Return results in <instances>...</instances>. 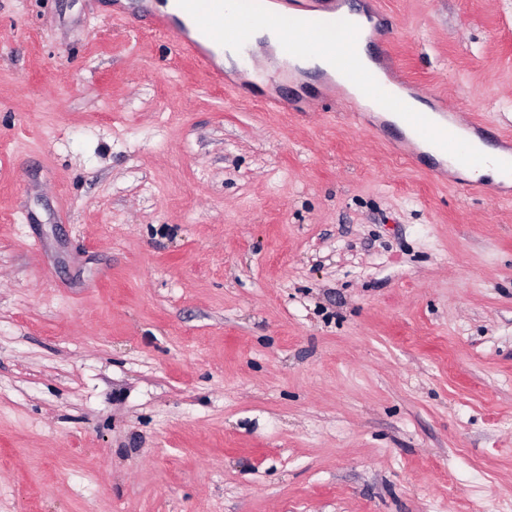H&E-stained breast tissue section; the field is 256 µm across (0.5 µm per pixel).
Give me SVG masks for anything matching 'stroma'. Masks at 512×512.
<instances>
[{"instance_id":"stroma-1","label":"stroma","mask_w":512,"mask_h":512,"mask_svg":"<svg viewBox=\"0 0 512 512\" xmlns=\"http://www.w3.org/2000/svg\"><path fill=\"white\" fill-rule=\"evenodd\" d=\"M113 2L0 0V512H512V183ZM366 2L512 137V0ZM149 26L151 30L172 42L178 54L194 59L205 71L208 82L224 85V71L214 67L203 42L174 29L166 16L153 15L149 19Z\"/></svg>"}]
</instances>
